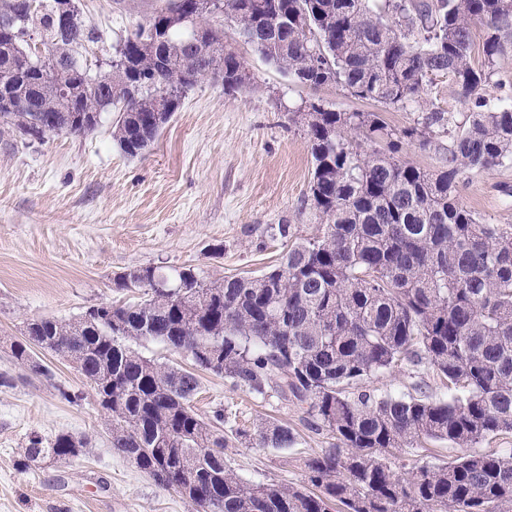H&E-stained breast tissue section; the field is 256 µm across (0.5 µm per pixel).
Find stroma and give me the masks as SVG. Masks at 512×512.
Wrapping results in <instances>:
<instances>
[{"label": "stroma", "instance_id": "stroma-1", "mask_svg": "<svg viewBox=\"0 0 512 512\" xmlns=\"http://www.w3.org/2000/svg\"><path fill=\"white\" fill-rule=\"evenodd\" d=\"M163 4L78 0L83 20L102 36L86 58H112L127 31ZM224 42L245 60L249 83L228 93L222 80H201L139 157L125 156L113 141L112 112L84 136L0 135V374L11 379L0 386V512H193L113 448L95 394L71 363L39 352L51 376L35 377L14 361L11 342L29 319L69 320L93 306L132 301L113 286L128 268L191 264L218 280L275 264L284 247L274 226L314 236L306 199L312 158L301 124L289 118L306 103L376 111L397 129L418 117L412 109H379L334 84L296 83L233 27H225ZM459 198L487 223L512 224V167L468 175ZM63 389L73 401L60 398ZM193 404L204 416L223 408L233 429L266 418L294 429L297 442L287 450L229 441L227 463L250 481L302 483L305 458L335 442L311 428L298 406L273 396L255 400L208 372ZM62 433L87 438V447L63 461L22 465L31 436L49 441Z\"/></svg>", "mask_w": 512, "mask_h": 512}]
</instances>
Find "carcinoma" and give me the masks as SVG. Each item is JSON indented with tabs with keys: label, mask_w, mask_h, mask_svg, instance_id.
Listing matches in <instances>:
<instances>
[{
	"label": "carcinoma",
	"mask_w": 512,
	"mask_h": 512,
	"mask_svg": "<svg viewBox=\"0 0 512 512\" xmlns=\"http://www.w3.org/2000/svg\"><path fill=\"white\" fill-rule=\"evenodd\" d=\"M59 0L33 7L0 0L15 16L0 33V129L84 135L115 110L112 139L128 157L141 155L207 66L224 89L245 85V61L224 45V16L264 60L313 88L343 87L385 109L413 108L422 120L397 130L377 112H338L311 101L293 113L313 159L308 200L318 232L278 235L288 251L259 276L208 281L192 265L133 267L115 288L139 295L99 318L36 317L12 357L36 377L46 350L69 356L95 391L112 447L154 481L209 512H512V448L474 450L512 434V224H486L458 198L475 171L512 165V104L485 96L499 57L512 53V0H217L198 15L208 59L185 45L189 29L168 24L165 7L129 34L112 73L76 70L98 42L80 11L68 36L57 28ZM484 26V64L471 62L472 25ZM40 45L29 46L28 32ZM50 56L44 75L28 59ZM446 74L471 103L458 124L429 107L432 76ZM454 129L448 165L434 171L402 161L405 140L432 146L434 128ZM386 140L388 151L364 152L351 138ZM159 342L186 354L192 369L145 356ZM407 366H424L447 394L365 388ZM224 377L256 398L273 392L304 406L315 430L336 445L305 461L307 484L255 483L224 459V409L199 415L198 372ZM254 448L296 443L288 425L260 423L235 431ZM462 453L443 463L399 470L394 459L425 441ZM87 446L62 433L34 435L22 464L66 460Z\"/></svg>",
	"instance_id": "1"
}]
</instances>
